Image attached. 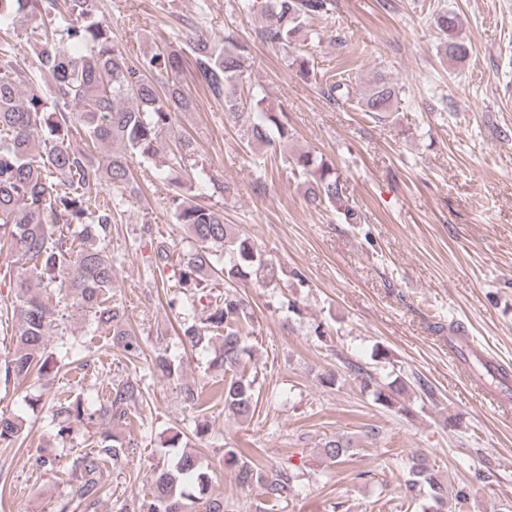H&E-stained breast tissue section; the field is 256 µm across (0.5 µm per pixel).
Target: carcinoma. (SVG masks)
Returning a JSON list of instances; mask_svg holds the SVG:
<instances>
[{
	"label": "carcinoma",
	"instance_id": "cac0c4a2",
	"mask_svg": "<svg viewBox=\"0 0 512 512\" xmlns=\"http://www.w3.org/2000/svg\"><path fill=\"white\" fill-rule=\"evenodd\" d=\"M265 19L260 37L281 50L290 66L307 79L310 59L295 53L306 23L332 10L333 0H247ZM436 25L445 36L444 55L451 62L465 59L469 47L459 32L457 16L437 14ZM29 30L33 58L29 65L18 56L17 43L0 37V247L21 255L29 263L17 281L13 301L16 346L4 365L5 381L22 380L33 370L51 363L65 366L79 354L73 343H62L46 353L51 327L60 310L50 303L55 293L72 300V313L88 316L96 327L112 331L113 346L128 355L140 350L139 338L123 323V313L110 301L114 265L107 241L112 233L114 196L130 181V160L153 161L162 153V135L174 129V116L186 112L192 102L173 75L184 64L181 52L160 49L135 61L112 42L111 27L98 15L97 0H0V30ZM195 81L212 97L224 101L225 113L235 116L248 108L259 122L246 130L242 142L249 152L263 147L268 152L288 147V123L282 108L257 93L244 94L243 70L249 46L231 31L216 38L195 30L186 35ZM328 101L350 100V89L333 83L324 91ZM396 84L377 77L357 101L358 108L379 121L393 116ZM95 148L106 149L103 159L76 148L75 137ZM194 154L192 143L178 141L165 158L166 167L180 168ZM290 164L304 177L307 197L317 207L341 212L347 224L359 221L358 213L344 201V183L335 164L317 159L311 152L290 156ZM108 195L90 205L101 185ZM173 216L192 240L193 248L174 269V287L194 297L211 283L224 282V300L204 318L185 317L182 342L192 347L219 341L208 370L224 377L221 400L229 415L246 419L257 404L256 378L238 372L250 356L243 299L234 290L240 281L256 278L271 283L277 268L243 230L224 223V212L197 197L177 195L171 200ZM75 228L72 238L63 234ZM154 372L167 380L181 378L183 364L167 353L156 355ZM407 382L374 393V402L389 410L408 412L398 398ZM139 383L126 380L112 387L99 407L81 398L58 400L53 416L61 422L58 434L70 432L68 423L98 416L122 425L143 405ZM25 427L18 416L0 414V443L9 446ZM325 459L335 463L351 455L353 441L331 437L322 444ZM127 449L110 433L101 435L94 449L74 461L71 496L97 498L105 487L106 466L122 464ZM299 474L280 462L268 471L239 470L240 485L261 484L266 501L275 505L288 499ZM405 496H426L428 512H449L448 487L426 455L409 467ZM135 512H227L224 499L210 494L209 475L201 458L184 450L171 464L157 467L150 490Z\"/></svg>",
	"mask_w": 512,
	"mask_h": 512
}]
</instances>
